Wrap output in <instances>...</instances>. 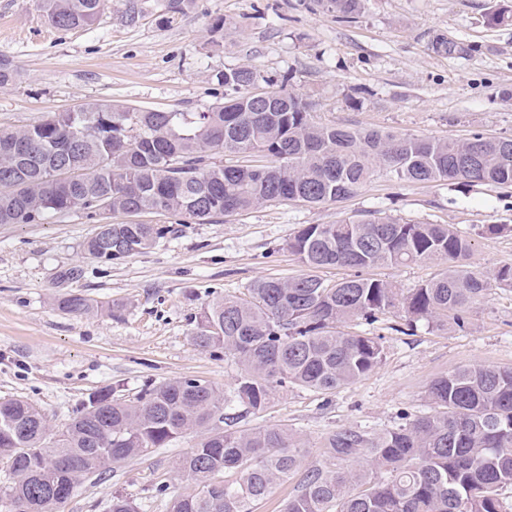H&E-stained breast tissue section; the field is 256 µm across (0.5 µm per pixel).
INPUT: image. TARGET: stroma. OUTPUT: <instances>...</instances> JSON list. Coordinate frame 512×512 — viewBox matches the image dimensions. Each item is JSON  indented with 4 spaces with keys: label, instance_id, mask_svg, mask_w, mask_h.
Instances as JSON below:
<instances>
[{
    "label": "stroma",
    "instance_id": "35a3bbf8",
    "mask_svg": "<svg viewBox=\"0 0 512 512\" xmlns=\"http://www.w3.org/2000/svg\"><path fill=\"white\" fill-rule=\"evenodd\" d=\"M166 4L109 0L93 25L65 31L48 23L39 0H0V58L18 70L16 82L0 88V132L87 102L204 112L224 100L218 74L242 66L286 79L288 89L316 102L323 123L423 137L512 136V22L486 23L512 0H366L357 19L342 24L319 0H196L172 19ZM132 5L140 13L133 25L126 21ZM224 19L230 27L215 30ZM440 35L453 41L450 52L433 50ZM374 210L466 232L474 269L512 264V187L399 183L382 171L356 195L320 206L285 201L208 224L164 213L110 215L114 224L176 227L146 253L112 265L83 252L98 223L82 211L0 224V401L31 400L57 431L107 386L130 397L148 383L198 378L231 391L234 359L191 340L204 305L259 278L300 274L287 249L300 225ZM496 224L504 232L488 233ZM72 265L82 277L58 287V271ZM441 270L436 263L382 265L371 274L407 291ZM69 294L103 308L68 313L59 302ZM401 325L391 313L372 326L385 357L369 376L328 395L279 392L242 428L288 426L308 446L306 465L322 466V440L336 427H395L402 416L428 413L437 376L466 365L512 367V288H492L471 309L465 331L422 327L407 335ZM195 440L190 434L81 478L59 512H111L117 494L138 512H167L172 499L197 490L174 472Z\"/></svg>",
    "mask_w": 512,
    "mask_h": 512
}]
</instances>
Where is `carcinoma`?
<instances>
[{
  "instance_id": "carcinoma-1",
  "label": "carcinoma",
  "mask_w": 512,
  "mask_h": 512,
  "mask_svg": "<svg viewBox=\"0 0 512 512\" xmlns=\"http://www.w3.org/2000/svg\"><path fill=\"white\" fill-rule=\"evenodd\" d=\"M107 0H41L61 30L94 24ZM349 22L364 0H320ZM224 103L208 112L136 110L89 102L14 132L0 133V224H40L81 210L89 220L112 213L157 211L203 224L263 204L317 206L355 195L376 172L398 182L512 186V137L474 133L464 140L395 135L315 121V103L285 96L257 101L252 88L274 80L227 67L218 76ZM29 150L16 156L10 141ZM224 153L266 157L268 164L226 166ZM81 172L71 184L52 171ZM109 258L96 236L83 241L102 263L151 249L170 232L157 224H108ZM303 273L267 277L244 292L205 305L193 344L222 349L239 366L228 394L198 378L145 385L134 397L109 387L92 393L65 429L53 434L40 409L24 399L0 401V460L13 461L0 480V512H57L78 478L145 456L188 433L197 435L175 466L196 493L171 501L169 512H253L256 501L302 473L283 512H512V368L457 367L428 388L431 412L392 428L349 424L323 438L333 467L304 464L306 444L283 426L238 424L267 409L280 389L330 394L375 371L384 337L350 334L398 313L412 330L451 325L463 331L472 305L491 283L512 287V265L488 276L462 264L470 235L451 224L411 223L370 211L337 224H305L288 241ZM446 264L404 293L371 278L378 265ZM353 270L328 282L317 271ZM98 303L80 295L61 301L84 314ZM231 471L235 478L216 480Z\"/></svg>"
}]
</instances>
